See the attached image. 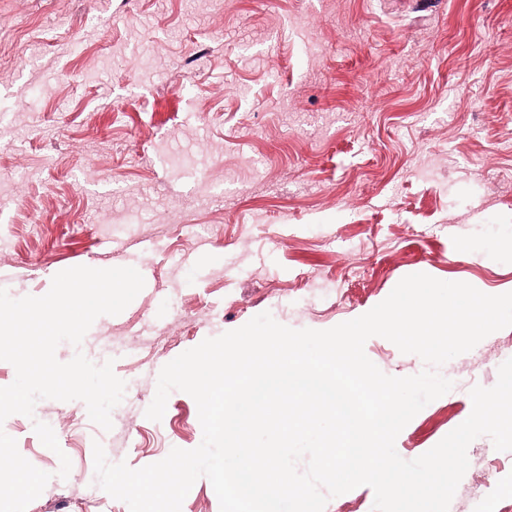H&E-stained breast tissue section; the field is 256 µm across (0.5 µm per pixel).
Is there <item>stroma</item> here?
I'll return each instance as SVG.
<instances>
[{"mask_svg": "<svg viewBox=\"0 0 512 512\" xmlns=\"http://www.w3.org/2000/svg\"><path fill=\"white\" fill-rule=\"evenodd\" d=\"M141 263L124 311L56 349L112 361L111 430L80 400L0 425L51 475L27 512H129L94 443L133 469L198 447L189 394L146 418L159 373L262 312L326 330L415 273L512 292V0H0V288ZM364 351L425 367L380 336ZM511 358L512 326L443 364L453 388L398 454L464 422ZM467 456L449 512H512V451Z\"/></svg>", "mask_w": 512, "mask_h": 512, "instance_id": "1", "label": "stroma"}]
</instances>
